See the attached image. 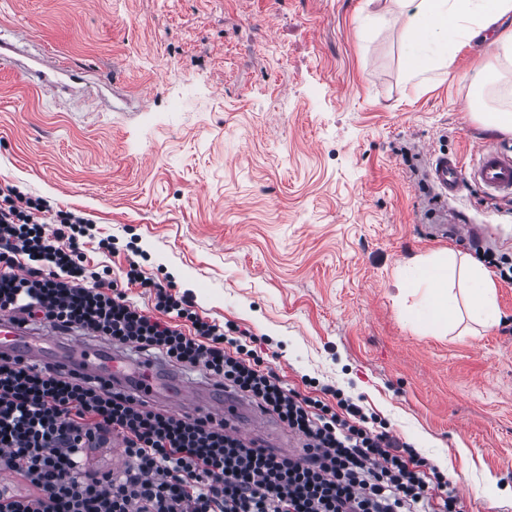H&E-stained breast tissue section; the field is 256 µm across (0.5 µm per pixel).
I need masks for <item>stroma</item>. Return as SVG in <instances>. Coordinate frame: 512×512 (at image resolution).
Masks as SVG:
<instances>
[{
	"instance_id": "1",
	"label": "stroma",
	"mask_w": 512,
	"mask_h": 512,
	"mask_svg": "<svg viewBox=\"0 0 512 512\" xmlns=\"http://www.w3.org/2000/svg\"><path fill=\"white\" fill-rule=\"evenodd\" d=\"M402 27L365 0H0V185L112 236L85 251L111 279L140 252L200 315L264 337L289 388L359 398L462 512H512V198L429 179L431 152L469 167L512 135L466 105L481 45L416 88ZM452 216L491 228L486 254L442 235ZM442 251L490 263L498 326L418 319L398 276Z\"/></svg>"
}]
</instances>
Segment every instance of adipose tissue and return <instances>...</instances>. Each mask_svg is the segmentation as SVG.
<instances>
[{"instance_id": "adipose-tissue-1", "label": "adipose tissue", "mask_w": 512, "mask_h": 512, "mask_svg": "<svg viewBox=\"0 0 512 512\" xmlns=\"http://www.w3.org/2000/svg\"><path fill=\"white\" fill-rule=\"evenodd\" d=\"M404 19L399 46L406 82L422 85L438 70L448 68L460 46L486 30L495 37L487 51L498 62L512 66V0H396ZM491 74L477 72L471 80L470 107L480 122L512 135V110L485 103L484 92L493 84ZM403 287L422 295L427 323L441 331L455 328L460 310L484 328L501 321L494 285L486 268L476 259H457L440 252L423 258L401 277Z\"/></svg>"}]
</instances>
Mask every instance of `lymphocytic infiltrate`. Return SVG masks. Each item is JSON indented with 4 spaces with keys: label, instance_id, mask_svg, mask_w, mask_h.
<instances>
[{
    "label": "lymphocytic infiltrate",
    "instance_id": "obj_1",
    "mask_svg": "<svg viewBox=\"0 0 512 512\" xmlns=\"http://www.w3.org/2000/svg\"><path fill=\"white\" fill-rule=\"evenodd\" d=\"M90 220L0 189V312L202 368L277 416L304 442L295 459L244 442L223 421L176 415L111 382L0 356V512H459L444 478L341 389L331 402L288 389L237 325L201 317L189 293L144 277L152 310L84 263ZM124 443L123 468L94 470L90 449Z\"/></svg>",
    "mask_w": 512,
    "mask_h": 512
}]
</instances>
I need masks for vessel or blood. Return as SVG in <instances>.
<instances>
[{"label":"vessel or blood","mask_w":512,"mask_h":512,"mask_svg":"<svg viewBox=\"0 0 512 512\" xmlns=\"http://www.w3.org/2000/svg\"><path fill=\"white\" fill-rule=\"evenodd\" d=\"M477 163L464 168L460 157L447 153L433 154L430 177L441 193L456 196L464 180L470 179L493 196H512V152L493 146L480 147ZM0 351L11 355L51 363L70 372L78 371L105 377L115 375L124 361L123 348L106 344H92L85 340L66 337L59 330L45 329L32 332L17 324L9 313H0ZM152 387L149 397H163L174 411L223 420L227 430L243 435L277 451L280 440L270 430H259V423L270 416L259 407L250 405L239 395L225 388L222 382L211 380L198 385L183 381L180 373L169 365L153 361L146 369Z\"/></svg>","instance_id":"1"}]
</instances>
